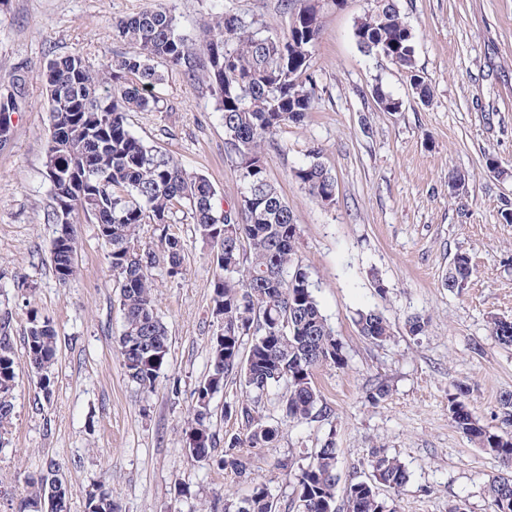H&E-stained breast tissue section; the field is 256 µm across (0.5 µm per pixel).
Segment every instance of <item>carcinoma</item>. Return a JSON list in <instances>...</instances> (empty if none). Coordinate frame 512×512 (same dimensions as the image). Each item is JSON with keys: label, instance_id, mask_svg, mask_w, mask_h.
<instances>
[{"label": "carcinoma", "instance_id": "obj_1", "mask_svg": "<svg viewBox=\"0 0 512 512\" xmlns=\"http://www.w3.org/2000/svg\"><path fill=\"white\" fill-rule=\"evenodd\" d=\"M328 0H280L289 16L286 32H272L265 21L248 14L222 12L206 26L199 48L184 35L167 10H145L112 21L113 35L137 50L95 68L83 55L69 54L44 66L49 138L44 177L49 203L44 221L60 224V202L69 203V224L79 215L94 221L108 248L119 288L123 324L117 345L131 382L150 392L167 363V329L155 312L152 297L154 255L138 244L140 226L154 224L168 258L170 273L183 260L181 240L168 232L177 213L187 211L199 236L216 254L213 311L224 321L213 337L208 375L196 391L193 424L188 434L190 457L199 463L241 471L237 449L262 448L276 442L281 423H302L331 414L313 382L322 365L347 363L338 339L314 294L310 274L296 259L299 228L294 215L266 172L265 150L277 145L279 130L304 122L313 108L317 83L311 69ZM354 38L368 54H386L411 73L421 98L430 88L416 71V44L395 0H377L370 14L355 26ZM160 60L190 80L205 83L224 131L242 188L227 209L215 205L209 179L190 173L162 151L138 137L127 123L130 112H161L155 94L162 80L154 62ZM24 67L0 77V146L10 139L12 117L25 105ZM310 151V160L293 169V177L323 204L335 201L336 179ZM58 281L76 273L77 245L52 244ZM472 269L458 256L445 285L460 288ZM355 324L361 336L381 343L391 336L389 322L373 310L360 311ZM492 335L512 345V321L491 320ZM251 337L243 349L244 337ZM26 356L39 375L41 389L52 393L51 367L58 339L54 325L38 316L24 335ZM231 376L239 378L243 395L225 407L245 424V437L224 441V455H215L217 438L209 426L211 400ZM17 361L9 312L0 310V425L10 419L16 389ZM280 385V422L259 416L264 397ZM468 390L458 385L449 399L454 426L471 442L500 461L504 473L489 484L492 512H512V436L479 424L467 404ZM373 480L352 479L345 491V512H390L376 485L400 488L407 471L399 459L381 450L369 454ZM60 466L29 480L30 491L15 512H67L66 487L56 483ZM299 512H338V456L329 437L297 475ZM89 512H118L112 491L90 493ZM223 512H276L270 493L257 487L239 503L227 502Z\"/></svg>", "mask_w": 512, "mask_h": 512}]
</instances>
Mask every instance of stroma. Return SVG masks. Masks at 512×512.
<instances>
[{"label":"stroma","instance_id":"stroma-1","mask_svg":"<svg viewBox=\"0 0 512 512\" xmlns=\"http://www.w3.org/2000/svg\"><path fill=\"white\" fill-rule=\"evenodd\" d=\"M396 4L430 96L418 97L406 70L359 49L353 30L373 0H340L321 19L313 110L303 125L283 127L281 149L266 154L267 175L299 227L297 257L348 363L313 372L329 419L283 425L274 446L242 449L246 469L238 473L194 462L187 449L190 408L223 325L212 312V249L190 219L170 227L183 244L180 274L169 275L162 259L152 271L169 338L153 391L129 380L116 350L122 315L96 224L77 220L74 277L63 285L52 270L57 227L43 218L49 128L41 66L71 53L95 66L132 53V43L114 38L112 22L147 8L172 10L194 42L222 11L253 14L279 30L286 15L278 0H0V75L25 66L27 93L0 150V298L12 315L18 362L14 413L0 427V512H14L29 477L52 461L61 466L68 512H88V495L100 486L120 512H208L215 497L239 501L257 487L270 491L278 512H297L295 476L330 436L337 500L351 479L368 477L367 458L380 447L408 472L402 488L378 489L395 512H491L488 487L501 465L452 426L448 400L466 385L480 424L504 431L500 397L512 393V346L492 336L490 319L512 320V222L504 218L512 212V0ZM163 74L156 92L169 111L130 113L132 131L205 175L219 202L233 203L241 182L206 87L176 70ZM379 87L399 100L398 111H379ZM314 147L336 178L330 206L292 175ZM453 173L465 178L456 192ZM460 254L473 273L463 287L446 288ZM368 309L390 322V339L359 335L355 314ZM35 314L59 335L49 396L22 340ZM414 314L429 319L424 335L408 331ZM380 384L387 397L369 403L367 392ZM241 392L232 378L211 401L218 439L245 432L224 414Z\"/></svg>","mask_w":512,"mask_h":512}]
</instances>
